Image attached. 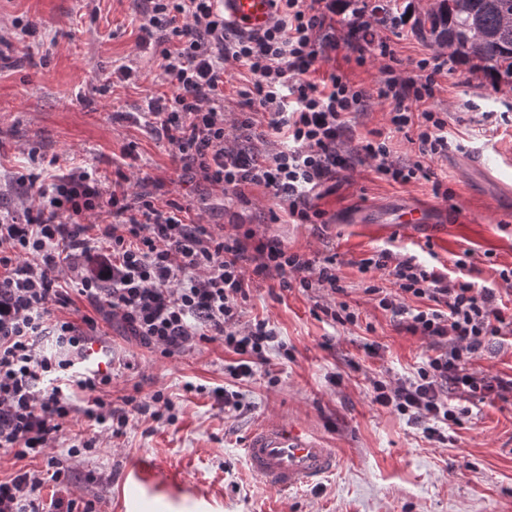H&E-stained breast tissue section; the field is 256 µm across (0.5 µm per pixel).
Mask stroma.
Returning a JSON list of instances; mask_svg holds the SVG:
<instances>
[{
    "instance_id": "obj_1",
    "label": "stroma",
    "mask_w": 512,
    "mask_h": 512,
    "mask_svg": "<svg viewBox=\"0 0 512 512\" xmlns=\"http://www.w3.org/2000/svg\"><path fill=\"white\" fill-rule=\"evenodd\" d=\"M27 20L37 23L36 35L23 33ZM140 36L134 0H0V214L20 211L16 177L54 156L92 165L107 184L124 173L134 192L144 191L143 177L160 178L166 199L192 205L209 230L252 231L311 259L336 255L343 299L359 319L341 326L320 315L333 302L326 291H283L253 279L242 318L268 319L284 347L238 381L222 341L165 357L101 310V342L112 358L104 397L119 407L124 397L147 402L159 392L172 402L173 419L133 412L115 436L75 415L47 458L0 449V479L46 469L56 457L68 474L47 482L43 496H82L97 512H512V397L463 396L460 423L439 425L431 438L423 424L373 403L372 380L410 378L434 349L379 308L366 292L370 275L358 270L382 249L414 254L498 289L512 308V287L499 276L512 268V83L489 93L463 66L441 78L431 105L446 113L452 146L429 166L451 201L436 198L431 182L390 183L365 163L341 173L319 199L325 223L295 224L262 190L243 202L183 178L141 121L146 97L169 87ZM122 65L136 69L138 81L118 80ZM117 111L125 120H113ZM130 143L135 150L124 155ZM405 202L434 211V223L356 221ZM462 254L463 269L455 265ZM371 343L377 354L368 353ZM471 370L491 382L512 377V333L493 339ZM218 387L239 391L240 407H220ZM270 423L335 449V471L288 491L254 478L243 448Z\"/></svg>"
}]
</instances>
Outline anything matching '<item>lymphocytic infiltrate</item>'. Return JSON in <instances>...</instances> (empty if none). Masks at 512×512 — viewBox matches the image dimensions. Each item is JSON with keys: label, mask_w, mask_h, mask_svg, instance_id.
<instances>
[{"label": "lymphocytic infiltrate", "mask_w": 512, "mask_h": 512, "mask_svg": "<svg viewBox=\"0 0 512 512\" xmlns=\"http://www.w3.org/2000/svg\"><path fill=\"white\" fill-rule=\"evenodd\" d=\"M273 7L269 25L245 35L225 23L219 0H143L140 40L158 47L171 91L149 97L142 117L182 162L184 174L241 200L250 189H262L297 224L322 223L317 201L326 184L364 162L395 183L432 180L424 158L443 156L450 146L447 119L428 106L447 58L423 57L402 69L392 38L370 22L353 21L346 35H337L336 0H273ZM341 50L360 65L379 62L375 91L341 73L318 77L320 64ZM240 67L247 79L230 107L224 77ZM373 96L389 103L390 128L355 138L352 119ZM393 132L416 145L419 160L393 159ZM282 134L287 148L263 151ZM17 183L23 214L0 217V448L20 457L43 454L61 435L80 391L89 395L84 417L99 424L125 425L131 409L157 418L170 410L159 393L148 404L126 397L124 409H115L96 394L111 376L75 371L98 328L93 312L101 306L166 357L200 341L222 340L237 356L232 377L245 379L279 344L268 321L240 322L250 276L275 279L284 291L295 285L343 291L335 257L316 261L274 241H254L249 233L209 231L189 218L187 207L160 202L149 191L129 193L118 180L104 186L85 168L22 176ZM102 212L107 221L90 224ZM80 256L88 268L68 285L64 268ZM359 270L392 278L395 291L368 288L379 308L401 317L408 333L443 347L407 381H373L374 402L425 422L431 437L435 423L459 421L451 395L512 393V379L491 383L469 371L472 359L508 326L495 289L387 249L362 259ZM77 296L93 312L75 321L68 311ZM411 297L419 306H407ZM44 335L55 337L58 352L40 347ZM48 466V476L24 471L0 480V512H95L90 499L45 500L46 480L63 475L57 458Z\"/></svg>", "instance_id": "lymphocytic-infiltrate-1"}]
</instances>
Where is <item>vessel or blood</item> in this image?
Returning a JSON list of instances; mask_svg holds the SVG:
<instances>
[{
  "label": "vessel or blood",
  "mask_w": 512,
  "mask_h": 512,
  "mask_svg": "<svg viewBox=\"0 0 512 512\" xmlns=\"http://www.w3.org/2000/svg\"><path fill=\"white\" fill-rule=\"evenodd\" d=\"M272 0H223L224 20L238 32L261 31L272 15ZM80 366L85 373L108 371L110 360L98 342H91ZM244 456L251 473L269 486L291 490L335 470V449L284 426L268 425L249 438Z\"/></svg>",
  "instance_id": "b4317fda"
}]
</instances>
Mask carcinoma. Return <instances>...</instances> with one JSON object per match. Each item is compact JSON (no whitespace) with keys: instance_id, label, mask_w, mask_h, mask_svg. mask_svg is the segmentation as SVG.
I'll use <instances>...</instances> for the list:
<instances>
[{"instance_id":"cac0c4a2","label":"carcinoma","mask_w":512,"mask_h":512,"mask_svg":"<svg viewBox=\"0 0 512 512\" xmlns=\"http://www.w3.org/2000/svg\"><path fill=\"white\" fill-rule=\"evenodd\" d=\"M512 0H437L428 21H416L423 38L440 40L460 65H480L497 80H512Z\"/></svg>"}]
</instances>
